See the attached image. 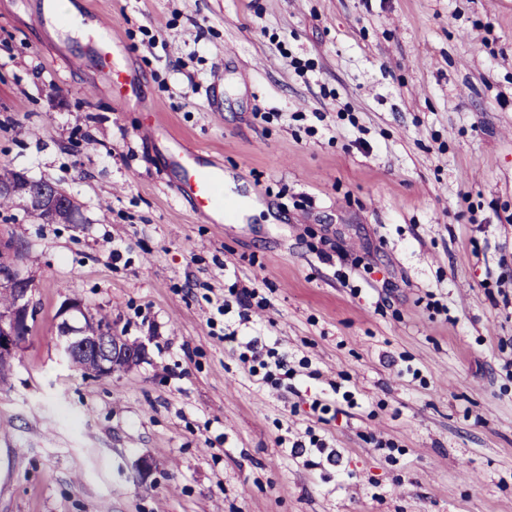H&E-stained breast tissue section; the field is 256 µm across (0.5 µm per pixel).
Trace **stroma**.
<instances>
[{
  "label": "stroma",
  "mask_w": 512,
  "mask_h": 512,
  "mask_svg": "<svg viewBox=\"0 0 512 512\" xmlns=\"http://www.w3.org/2000/svg\"><path fill=\"white\" fill-rule=\"evenodd\" d=\"M73 2L144 96L67 64L88 36L42 0H0V167L84 217L0 220L36 308L0 383V512H512V0ZM170 134L264 211L191 212ZM256 283L272 307L218 313ZM69 297L145 358L73 367ZM233 329L287 354L291 390ZM244 348L247 352H242L240 358L244 364L249 363L248 372L251 376H259L262 383L273 389H292L288 381L294 378L296 370L290 367L287 354L268 347L258 336L245 342Z\"/></svg>",
  "instance_id": "stroma-1"
}]
</instances>
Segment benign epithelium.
<instances>
[{
    "label": "benign epithelium",
    "mask_w": 512,
    "mask_h": 512,
    "mask_svg": "<svg viewBox=\"0 0 512 512\" xmlns=\"http://www.w3.org/2000/svg\"><path fill=\"white\" fill-rule=\"evenodd\" d=\"M10 195L20 201L27 213L43 215L49 223L60 216L69 224L83 223L80 208L73 198L57 183L47 180H0V195ZM0 290L12 295V304L0 309V382L7 379L13 368L17 351L25 340V332L35 308L32 303L33 281L9 262L0 260ZM59 340L67 358L79 354L87 371L96 375H110L118 363L134 365L145 356L144 346L130 342L112 331L102 328L89 334L86 327L92 314L77 298L66 299L59 311Z\"/></svg>",
    "instance_id": "benign-epithelium-1"
}]
</instances>
